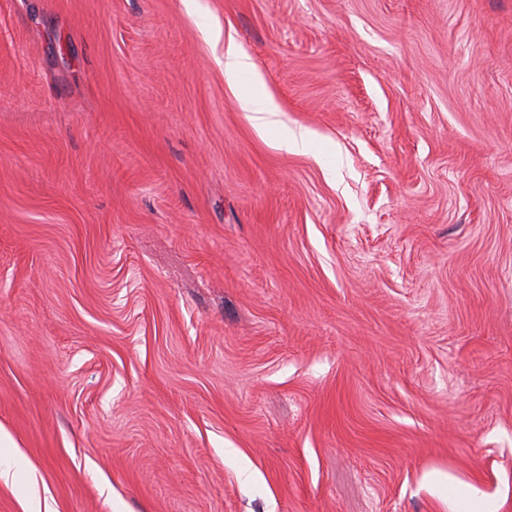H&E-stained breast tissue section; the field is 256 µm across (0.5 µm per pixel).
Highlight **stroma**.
Wrapping results in <instances>:
<instances>
[{
    "label": "stroma",
    "mask_w": 512,
    "mask_h": 512,
    "mask_svg": "<svg viewBox=\"0 0 512 512\" xmlns=\"http://www.w3.org/2000/svg\"><path fill=\"white\" fill-rule=\"evenodd\" d=\"M0 429V512H512V0H0ZM224 71L230 75L251 71L248 57L240 52L233 43H229L224 49ZM239 100L244 112H251L249 119L258 127L265 128L267 117L262 114L278 112L277 105L265 93L263 84L258 77L240 92ZM0 446L3 449L4 455L3 459H1L0 462V479L7 480L10 474V471L14 468L15 472L18 471L23 463H24V456L21 453V451L17 448V446L13 443L11 438L6 434L2 429L0 433ZM1 448H0V455H1ZM3 463L6 465L5 468H3Z\"/></svg>",
    "instance_id": "35a3bbf8"
}]
</instances>
